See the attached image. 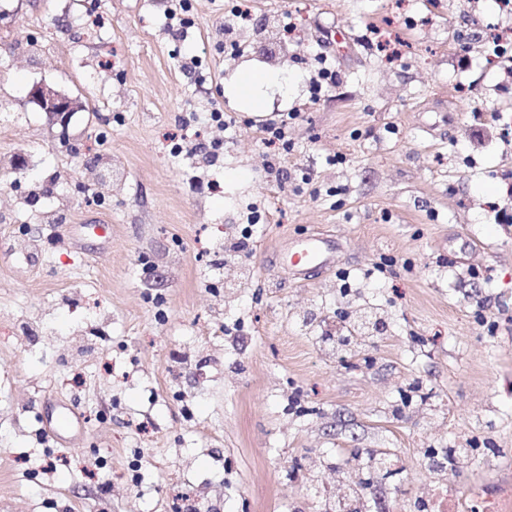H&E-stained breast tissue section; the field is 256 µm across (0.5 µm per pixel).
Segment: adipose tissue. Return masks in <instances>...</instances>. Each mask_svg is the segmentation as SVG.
Masks as SVG:
<instances>
[{"label": "adipose tissue", "instance_id": "ef3b65f1", "mask_svg": "<svg viewBox=\"0 0 512 512\" xmlns=\"http://www.w3.org/2000/svg\"><path fill=\"white\" fill-rule=\"evenodd\" d=\"M232 103L255 113L272 110L276 97L287 96L288 78L263 64L239 68L224 84Z\"/></svg>", "mask_w": 512, "mask_h": 512}]
</instances>
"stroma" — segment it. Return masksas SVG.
<instances>
[{"mask_svg": "<svg viewBox=\"0 0 512 512\" xmlns=\"http://www.w3.org/2000/svg\"><path fill=\"white\" fill-rule=\"evenodd\" d=\"M169 3L0 0V512H171L179 497L185 512H313L337 454L364 448L397 469L386 508L423 490L418 451L467 436L487 456L449 489L512 486V223L496 219L512 213V56L488 59L496 0H252L238 56L220 48L232 0H195L179 34ZM391 16L394 61L371 41ZM318 53L336 82L314 100ZM261 59L300 80L286 192L262 169V118L224 94ZM37 85L73 101L67 125ZM212 103L236 121L205 172L218 194L190 186L171 139ZM303 234L341 239L339 270L289 277L280 252ZM231 241L246 265L213 283ZM360 297L389 329L358 355L301 328L303 309L350 319ZM63 413L75 425L53 437ZM31 97L39 104L44 112H48L57 119L62 120L64 115V103L68 100L56 91L46 86H35L31 91Z\"/></svg>", "mask_w": 512, "mask_h": 512, "instance_id": "35a3bbf8", "label": "stroma"}]
</instances>
